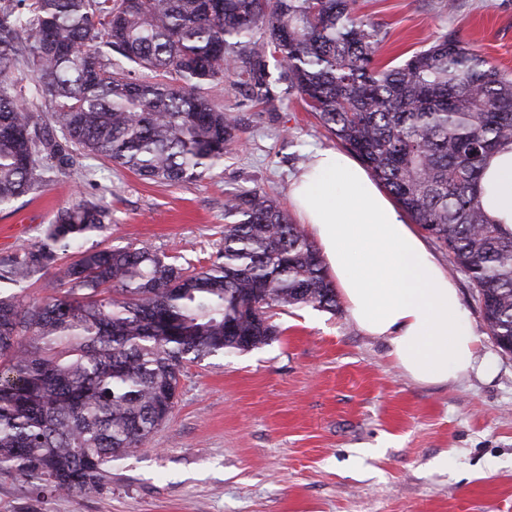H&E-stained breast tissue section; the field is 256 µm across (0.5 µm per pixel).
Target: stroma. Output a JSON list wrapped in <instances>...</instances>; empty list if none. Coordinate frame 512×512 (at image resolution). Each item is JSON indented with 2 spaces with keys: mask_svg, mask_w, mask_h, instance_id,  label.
Wrapping results in <instances>:
<instances>
[{
  "mask_svg": "<svg viewBox=\"0 0 512 512\" xmlns=\"http://www.w3.org/2000/svg\"><path fill=\"white\" fill-rule=\"evenodd\" d=\"M445 3L358 0L386 34L379 63L452 33L512 73V0ZM208 96L237 116L244 146L203 179L155 183L77 157L41 192L0 208V229L21 227L0 254L91 199L112 224L89 246L144 245L207 266L224 245L230 193L261 188L290 206L291 176L315 150L337 146L300 99L260 105L229 83ZM453 280L483 352L497 358L493 378L423 385L346 308H275L280 334L269 344L185 367L168 420L142 451L113 462L100 494L39 499L0 479V512H512V356L489 336L469 280Z\"/></svg>",
  "mask_w": 512,
  "mask_h": 512,
  "instance_id": "1",
  "label": "stroma"
}]
</instances>
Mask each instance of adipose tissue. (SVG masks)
Here are the masks:
<instances>
[{"mask_svg": "<svg viewBox=\"0 0 512 512\" xmlns=\"http://www.w3.org/2000/svg\"><path fill=\"white\" fill-rule=\"evenodd\" d=\"M483 185L488 214L511 224L512 147L491 159ZM290 196L353 321L387 339L411 378L439 384L496 372L447 271L365 168L337 150H316Z\"/></svg>", "mask_w": 512, "mask_h": 512, "instance_id": "1", "label": "adipose tissue"}]
</instances>
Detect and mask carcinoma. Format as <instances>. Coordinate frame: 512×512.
Returning <instances> with one entry per match:
<instances>
[{
	"mask_svg": "<svg viewBox=\"0 0 512 512\" xmlns=\"http://www.w3.org/2000/svg\"><path fill=\"white\" fill-rule=\"evenodd\" d=\"M384 39L356 0H3L0 207L82 154L196 181L241 145L206 90L295 96L448 251L512 354V230L478 195L488 158L512 146V75L452 34L380 66ZM26 72L45 113L25 106ZM110 224L81 199L0 255V474L38 497L100 494L172 413L185 366L267 344L271 309H337L316 245L261 189L225 199L224 248L200 270L147 247L83 248ZM46 274L59 294L26 299Z\"/></svg>",
	"mask_w": 512,
	"mask_h": 512,
	"instance_id": "cac0c4a2",
	"label": "carcinoma"
}]
</instances>
